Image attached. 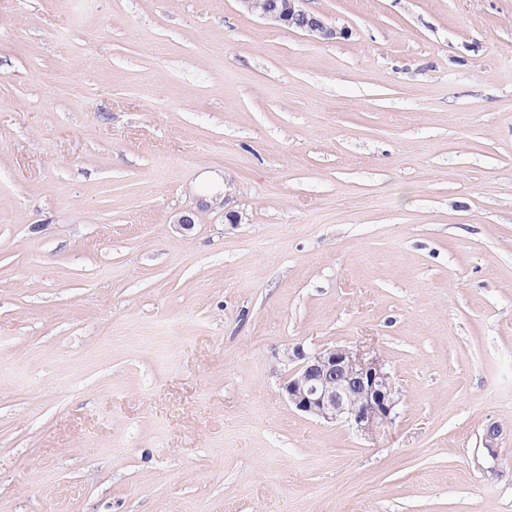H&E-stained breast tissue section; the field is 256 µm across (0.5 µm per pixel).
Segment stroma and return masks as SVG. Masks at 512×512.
<instances>
[{
	"mask_svg": "<svg viewBox=\"0 0 512 512\" xmlns=\"http://www.w3.org/2000/svg\"><path fill=\"white\" fill-rule=\"evenodd\" d=\"M303 6L0 0V512H512V0ZM238 0L241 7L248 13L267 21L275 26L299 30L323 41H333L344 35L335 27L327 25L325 20L302 7L304 0ZM285 359L297 363L282 384L297 412L325 423H345L364 436L394 422L399 392L379 360L346 346L313 353L298 346L292 353L286 350Z\"/></svg>",
	"mask_w": 512,
	"mask_h": 512,
	"instance_id": "stroma-1",
	"label": "stroma"
}]
</instances>
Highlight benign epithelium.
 <instances>
[{"mask_svg": "<svg viewBox=\"0 0 512 512\" xmlns=\"http://www.w3.org/2000/svg\"><path fill=\"white\" fill-rule=\"evenodd\" d=\"M248 13L275 26L299 30L323 41L344 31L302 7L303 0H238ZM296 364L282 384L288 404L297 412L325 423L341 422L369 436L391 425L397 416L399 392L390 372L377 359L353 347L333 346L307 353L285 352Z\"/></svg>", "mask_w": 512, "mask_h": 512, "instance_id": "1", "label": "benign epithelium"}]
</instances>
